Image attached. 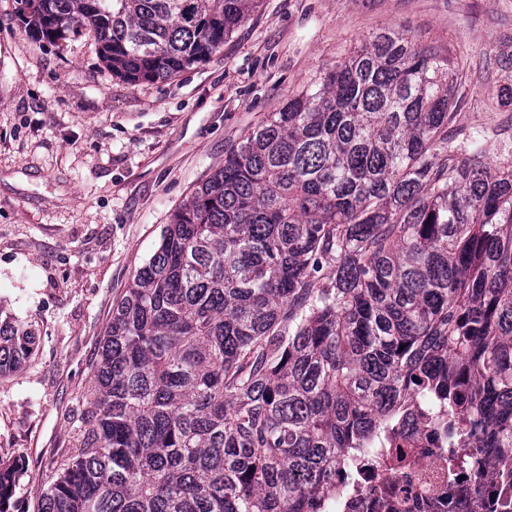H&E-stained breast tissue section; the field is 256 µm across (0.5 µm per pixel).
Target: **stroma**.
<instances>
[{
    "label": "stroma",
    "mask_w": 512,
    "mask_h": 512,
    "mask_svg": "<svg viewBox=\"0 0 512 512\" xmlns=\"http://www.w3.org/2000/svg\"><path fill=\"white\" fill-rule=\"evenodd\" d=\"M0 0V307L33 322L0 377V460L35 512L76 444L112 306L164 225L289 96L385 29L462 67L453 126L512 154V0H257L223 48L176 76L112 75L91 40L27 34Z\"/></svg>",
    "instance_id": "35a3bbf8"
}]
</instances>
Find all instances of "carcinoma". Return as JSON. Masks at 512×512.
Segmentation results:
<instances>
[{
    "label": "carcinoma",
    "instance_id": "cac0c4a2",
    "mask_svg": "<svg viewBox=\"0 0 512 512\" xmlns=\"http://www.w3.org/2000/svg\"><path fill=\"white\" fill-rule=\"evenodd\" d=\"M20 2L29 34L87 31L136 82L220 50L256 0ZM458 77L380 32L224 157L112 308L38 512H320L423 392L454 445L512 448V159L448 134ZM34 336L0 315V376ZM21 473L0 463V512Z\"/></svg>",
    "mask_w": 512,
    "mask_h": 512
}]
</instances>
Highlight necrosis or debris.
I'll return each mask as SVG.
<instances>
[{
	"label": "necrosis or debris",
	"mask_w": 512,
	"mask_h": 512,
	"mask_svg": "<svg viewBox=\"0 0 512 512\" xmlns=\"http://www.w3.org/2000/svg\"><path fill=\"white\" fill-rule=\"evenodd\" d=\"M502 448H452L421 407L354 456L324 512H512V466Z\"/></svg>",
	"instance_id": "necrosis-or-debris-1"
}]
</instances>
